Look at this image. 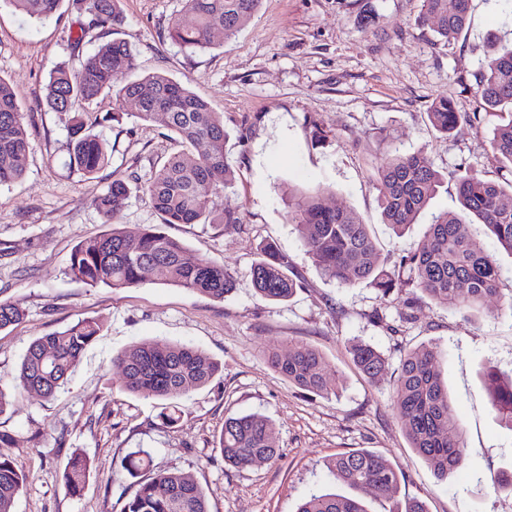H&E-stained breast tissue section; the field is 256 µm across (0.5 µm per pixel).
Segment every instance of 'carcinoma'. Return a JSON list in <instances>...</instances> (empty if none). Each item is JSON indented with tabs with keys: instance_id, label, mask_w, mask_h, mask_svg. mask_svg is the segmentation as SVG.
<instances>
[{
	"instance_id": "cac0c4a2",
	"label": "carcinoma",
	"mask_w": 512,
	"mask_h": 512,
	"mask_svg": "<svg viewBox=\"0 0 512 512\" xmlns=\"http://www.w3.org/2000/svg\"><path fill=\"white\" fill-rule=\"evenodd\" d=\"M15 10L42 22L57 16L62 0H6ZM90 19L69 27V58L50 72L45 87L46 106L68 115V155L71 169L85 177L109 162V145L95 129L123 117L149 122L158 113L181 150L169 156L140 185L149 196L162 224H204L210 220L214 197L233 185L226 162L227 132L224 118L210 102L186 84L164 73L127 81L123 75L135 67V55L119 38L109 39L90 54H80L86 35L95 29L115 34L126 23L121 0H83ZM261 0H185L193 16L190 26L174 23L170 40L185 52L209 46L213 29L230 36L258 9ZM472 0H423L422 19L452 44L464 31ZM484 109L501 119L493 130L491 150L495 159L512 167V46H503L487 58L476 76ZM104 93L119 101L121 111L101 114L89 107ZM430 124L450 134L470 116L456 111L446 98L427 112ZM29 147L24 115L10 84L0 78V185L20 180L21 160ZM442 184V175L424 152L396 153L376 174V189L383 223L400 238L406 227L429 205ZM130 185L115 178L93 205L105 216L117 214L126 204ZM463 214L441 212L434 216L423 238L399 255L397 265L380 260L377 240L370 226L347 209H332L316 190H288L291 223L321 278L341 287L367 282L387 296L395 291L421 293L428 299L467 312H475L499 296L500 268L494 254L472 234L466 215H473L512 254V183L504 186L475 173L457 180ZM252 270L256 293L269 301L288 300L303 285L289 275L292 261L274 243L257 247ZM184 243L157 225L129 228L114 224L101 235L77 244L67 273L92 287L113 290L133 288L151 271L159 283L184 288L222 301L233 289V277L224 267L205 258L190 260ZM25 310L20 303L0 300V331L20 322ZM102 325L84 320L62 331L35 339L23 356L10 392L0 388V416L18 397L35 392L50 399L67 384L84 351L101 335ZM350 353L363 374L375 381L387 369V358L375 347L353 342ZM440 351L420 347L401 359L393 395L394 408L405 424L411 447L439 477L459 469L466 447L462 429L445 386L436 370ZM271 366L294 385L317 395L335 391L325 373V360L315 348L288 343L285 355H268ZM123 376V389L143 398L166 402L207 386L219 372V364L204 351L187 344L146 341L112 359ZM485 389L504 426L512 430V375L490 368ZM274 427L260 414L230 415L224 419L219 448L224 462L245 469L257 460L277 457ZM148 451L130 453L122 464L136 479V490L122 512H209L206 495L189 474L151 470ZM333 479L352 488H369L379 498H390L397 489L401 470L382 454L357 449L338 454L325 463ZM91 461L74 452L63 473L66 494L77 497L85 488ZM24 487L18 463L0 458V512H14ZM297 512H367L361 501L322 491L305 499Z\"/></svg>"
}]
</instances>
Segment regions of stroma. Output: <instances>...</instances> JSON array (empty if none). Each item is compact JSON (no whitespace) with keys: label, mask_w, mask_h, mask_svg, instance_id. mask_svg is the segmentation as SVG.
Masks as SVG:
<instances>
[{"label":"stroma","mask_w":512,"mask_h":512,"mask_svg":"<svg viewBox=\"0 0 512 512\" xmlns=\"http://www.w3.org/2000/svg\"><path fill=\"white\" fill-rule=\"evenodd\" d=\"M118 31L135 53L129 79L163 72L187 83L224 115L226 158L234 184L215 199L239 226H166L189 258L205 257L236 279L216 302L164 285L145 273L134 288L90 287L66 273L74 246L108 230L160 223L148 196L132 189L113 222L93 205L114 177L146 179L177 146L163 117L125 119L100 128L111 157L91 179L68 165L64 114L43 106L45 84L68 59L66 29L78 19L63 0L62 20L35 22L0 6V78L12 85L25 115L29 149L24 175L0 186V298L15 299L25 319L0 332V386L9 387L29 344L84 319L103 326L68 384L47 400L29 393L0 416V456L15 459L27 479L14 512H121L134 491L122 470L130 452H150L159 470L193 476L210 512H296L311 494L328 489L362 500L368 512H400L405 500L428 512H512V493L497 491L500 470L512 469V430L487 397L483 372L512 371V255L482 226L473 231L501 268L500 299L477 314L426 297L382 295L360 283L339 287L316 272L290 222L288 190H320L331 208L353 210L371 225L385 263L419 241L433 216L456 212L455 183L466 172L496 183L512 170L495 160L490 141L496 118L474 93L482 62L494 45L512 43V0H473L468 24L452 45L438 44L420 20L422 0H262L234 35L212 32L208 48L183 52L168 37L174 22H190L183 0H122ZM448 98L471 122L450 135L427 114ZM322 139H315L314 128ZM422 151L444 177L426 213L402 238L383 224L375 175L394 151ZM290 256L305 285L288 301L260 299L251 267L262 241ZM382 351L388 368L368 381L355 367L348 342ZM147 340L188 344L222 365L206 387L175 398L179 419L166 424L157 401L123 391L113 356ZM316 348L336 385L331 395L304 391L274 371L266 355L289 342ZM438 348V370L459 416L467 445L463 467L438 479L411 448L393 407V385L404 353ZM259 413L275 429L279 456L246 469L224 463L218 440L226 415ZM382 453L403 471L391 498L334 483L327 459L355 449ZM92 464L81 496L62 487L73 451Z\"/></svg>","instance_id":"35a3bbf8"}]
</instances>
